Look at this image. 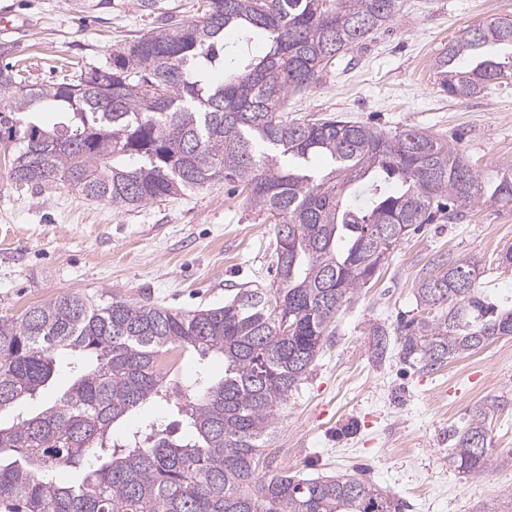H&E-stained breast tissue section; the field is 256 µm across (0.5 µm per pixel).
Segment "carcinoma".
Wrapping results in <instances>:
<instances>
[{
    "mask_svg": "<svg viewBox=\"0 0 512 512\" xmlns=\"http://www.w3.org/2000/svg\"><path fill=\"white\" fill-rule=\"evenodd\" d=\"M400 0H206L203 17L135 37L92 67L61 66L28 85L19 60L0 66V146L10 177L129 210L218 181L239 182L274 219L277 287L238 288L219 307L181 312L121 297L62 295L0 317V413L36 398L67 364L70 387L35 416L0 427L4 512H402L359 473L301 478L270 472L279 408L335 336L336 315L376 276L397 244L448 213L512 204V169L483 179L457 148L414 128L383 132L327 115L281 113L290 94L319 82L340 54L392 21ZM237 30L228 45L224 32ZM512 18L448 42L434 70L443 92L478 96L512 79ZM51 112L42 124L37 114ZM322 158L325 175L312 168ZM367 187L364 201H351ZM481 261L441 255L415 285L439 312L373 330L378 364L433 371L448 359L512 336V308L480 286ZM188 352L224 359L215 382L200 372L171 385ZM149 403L182 433L145 420L114 431ZM500 404L476 407L450 454L479 475L492 461ZM86 464L78 483L57 478ZM512 512V493L477 508Z\"/></svg>",
    "mask_w": 512,
    "mask_h": 512,
    "instance_id": "obj_1",
    "label": "carcinoma"
}]
</instances>
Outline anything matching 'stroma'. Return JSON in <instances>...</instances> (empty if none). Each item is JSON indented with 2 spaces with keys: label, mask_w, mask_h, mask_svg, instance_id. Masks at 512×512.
<instances>
[{
  "label": "stroma",
  "mask_w": 512,
  "mask_h": 512,
  "mask_svg": "<svg viewBox=\"0 0 512 512\" xmlns=\"http://www.w3.org/2000/svg\"><path fill=\"white\" fill-rule=\"evenodd\" d=\"M205 0H165L162 15L140 0L81 19L72 0H0L26 80L45 83L63 60L100 62L124 39L200 19ZM512 17V0H402L395 19L349 49L316 86L288 96L289 118L334 114L390 132L416 127L456 146L487 176L512 168V84L455 100L441 92L432 62L464 29ZM274 222L242 186L218 182L163 202L118 211L66 184L15 183L0 154V316L18 315L65 294L117 295L176 310L216 307L243 285L273 282L265 250ZM512 206L478 207L458 224L424 225L336 323L334 344L289 396L270 453L277 468L317 477L363 469L404 505L403 512H474L512 492V337L495 340L433 371L398 355L371 357V332L399 315L423 316L414 286L439 253L482 261L480 283L512 303ZM502 406L491 421V466L477 476L450 468L448 456L471 411Z\"/></svg>",
  "instance_id": "1"
}]
</instances>
